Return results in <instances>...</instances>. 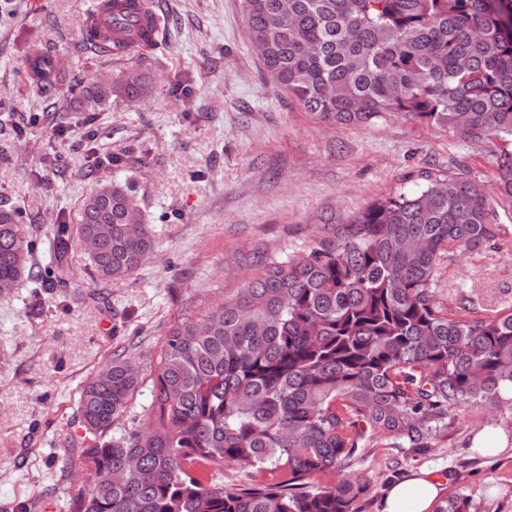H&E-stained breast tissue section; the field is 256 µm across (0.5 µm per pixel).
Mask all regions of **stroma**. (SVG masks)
Wrapping results in <instances>:
<instances>
[{
  "mask_svg": "<svg viewBox=\"0 0 512 512\" xmlns=\"http://www.w3.org/2000/svg\"><path fill=\"white\" fill-rule=\"evenodd\" d=\"M152 2L155 42L124 56L86 39L93 0H10L0 14V206L27 225L34 270L49 262V225H76L103 178L133 185L156 242L130 277L101 282L71 240L62 296L35 294L26 279L0 296V512H71L86 492L91 436L77 400L113 354L131 355L145 377L112 427L117 436L142 422L168 326L232 295L264 261L300 255L319 225L351 223L373 202L415 189L421 172L464 164L495 184L489 145L397 116L336 129L311 120L270 81L242 0ZM37 44L60 64L46 90L21 82ZM129 74L139 79L135 97L88 98L94 83ZM436 296L479 316L512 309V248L443 259ZM487 428L509 439L499 456L471 446ZM421 468L479 512H512V410L460 408L427 449L370 437L318 482L366 480L361 510L381 512L389 484Z\"/></svg>",
  "mask_w": 512,
  "mask_h": 512,
  "instance_id": "35a3bbf8",
  "label": "stroma"
}]
</instances>
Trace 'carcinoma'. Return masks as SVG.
Instances as JSON below:
<instances>
[{
	"label": "carcinoma",
	"instance_id": "carcinoma-1",
	"mask_svg": "<svg viewBox=\"0 0 512 512\" xmlns=\"http://www.w3.org/2000/svg\"><path fill=\"white\" fill-rule=\"evenodd\" d=\"M250 39L275 86L328 127L390 114L466 142L512 138V0H243ZM127 95L136 79L118 87ZM98 86L97 101L118 89ZM497 199L465 167L422 172L417 188L369 205L317 235L299 257L273 260L234 295L170 326L152 369L143 423L110 437L142 386L136 361L112 357L80 391L95 445L72 512H361L364 480L338 471L366 433L425 449L459 406L512 389V310L482 317L437 300L441 259L496 252L512 210V151L489 155ZM68 225L46 274L67 286ZM77 234L100 280H123L155 252L133 187L110 179L85 198ZM31 273L27 226L0 207V296ZM231 464L272 482L226 491ZM435 512H478L469 496Z\"/></svg>",
	"mask_w": 512,
	"mask_h": 512
}]
</instances>
